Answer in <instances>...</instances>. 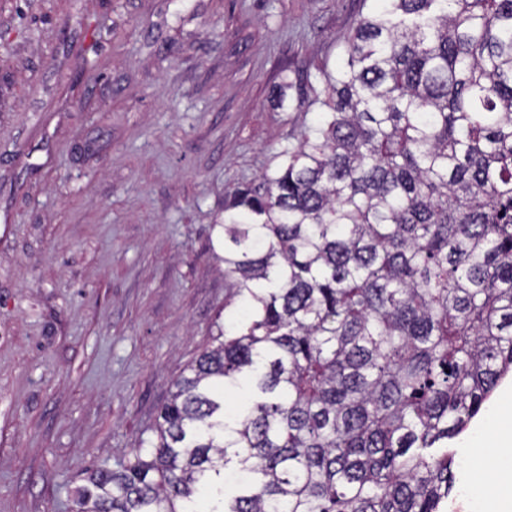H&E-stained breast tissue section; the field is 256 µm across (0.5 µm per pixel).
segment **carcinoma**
<instances>
[{"label":"carcinoma","mask_w":512,"mask_h":512,"mask_svg":"<svg viewBox=\"0 0 512 512\" xmlns=\"http://www.w3.org/2000/svg\"><path fill=\"white\" fill-rule=\"evenodd\" d=\"M345 56L224 205L236 316L78 512H441L512 372V0H376Z\"/></svg>","instance_id":"carcinoma-1"}]
</instances>
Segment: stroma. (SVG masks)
<instances>
[{"label":"stroma","instance_id":"1","mask_svg":"<svg viewBox=\"0 0 512 512\" xmlns=\"http://www.w3.org/2000/svg\"><path fill=\"white\" fill-rule=\"evenodd\" d=\"M368 0H0V512H76L235 312L224 197L282 163ZM284 103H277L278 88ZM507 376L450 440L470 458Z\"/></svg>","mask_w":512,"mask_h":512}]
</instances>
